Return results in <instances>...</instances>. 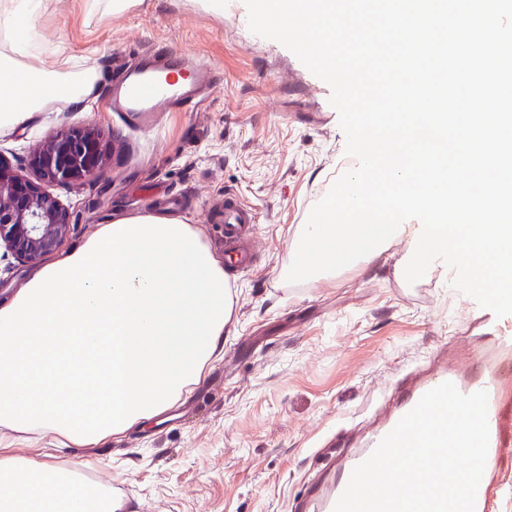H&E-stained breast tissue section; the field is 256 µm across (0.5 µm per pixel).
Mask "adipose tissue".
Masks as SVG:
<instances>
[{"instance_id": "1", "label": "adipose tissue", "mask_w": 512, "mask_h": 512, "mask_svg": "<svg viewBox=\"0 0 512 512\" xmlns=\"http://www.w3.org/2000/svg\"><path fill=\"white\" fill-rule=\"evenodd\" d=\"M45 0H0V130L54 99L89 111L94 69L39 58ZM233 299L202 228L163 213L99 225L0 299V512H116L79 466L15 455L3 440L84 448L171 409L224 351Z\"/></svg>"}]
</instances>
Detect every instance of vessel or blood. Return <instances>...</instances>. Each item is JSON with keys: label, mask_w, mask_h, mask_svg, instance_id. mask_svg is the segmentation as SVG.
<instances>
[{"label": "vessel or blood", "mask_w": 512, "mask_h": 512, "mask_svg": "<svg viewBox=\"0 0 512 512\" xmlns=\"http://www.w3.org/2000/svg\"><path fill=\"white\" fill-rule=\"evenodd\" d=\"M211 84L208 69L187 56L161 48L145 57L114 86L112 109L145 113L164 107L173 112H191ZM256 221L253 209L244 205L235 194H225L222 222L228 263L242 268L249 266V258L236 250L235 245L248 226ZM475 326L481 329L482 335L479 342L469 343L466 362L457 360L458 339L450 337L444 345L450 354L448 364L423 380L405 385L394 413L369 434L362 447L350 449L341 461L328 457L327 467L335 472L332 488L303 501L298 512H334L353 469L370 456L427 391L446 381L452 382L464 394L479 390L488 394L489 449L477 491L476 512H496L495 481L505 469L512 467V367L507 364L512 358V323L488 316L476 320Z\"/></svg>", "instance_id": "vessel-or-blood-1"}]
</instances>
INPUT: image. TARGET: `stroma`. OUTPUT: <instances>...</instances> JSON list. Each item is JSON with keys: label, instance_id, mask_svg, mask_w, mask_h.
I'll list each match as a JSON object with an SVG mask.
<instances>
[{"label": "stroma", "instance_id": "35a3bbf8", "mask_svg": "<svg viewBox=\"0 0 512 512\" xmlns=\"http://www.w3.org/2000/svg\"><path fill=\"white\" fill-rule=\"evenodd\" d=\"M36 31L46 52L66 51L100 76L92 112L66 105L0 131V149L21 174L49 133L100 132L98 173L53 189L73 214L69 244L108 219L166 210L204 225L220 256L225 193L259 218L252 265L224 268L237 298L224 354L206 377L164 421L56 451V462L92 460L87 477L128 487L132 512H294L325 482L318 448L379 423L401 383L432 368L483 307L453 288L440 260L415 284L399 280L404 241L358 274L281 277L293 232L356 160L345 153L330 86L253 34L243 0H224L220 16L202 0H142L105 17L86 0H47ZM162 46L211 68L215 87L192 112L112 111L114 81Z\"/></svg>", "mask_w": 512, "mask_h": 512}]
</instances>
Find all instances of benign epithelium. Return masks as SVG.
Here are the masks:
<instances>
[{
	"label": "benign epithelium",
	"mask_w": 512,
	"mask_h": 512,
	"mask_svg": "<svg viewBox=\"0 0 512 512\" xmlns=\"http://www.w3.org/2000/svg\"><path fill=\"white\" fill-rule=\"evenodd\" d=\"M101 163L93 128L60 129L48 135L29 159L35 182L8 173L0 154V249L28 264L56 252L73 224L69 210L47 187L88 179Z\"/></svg>",
	"instance_id": "benign-epithelium-1"
}]
</instances>
